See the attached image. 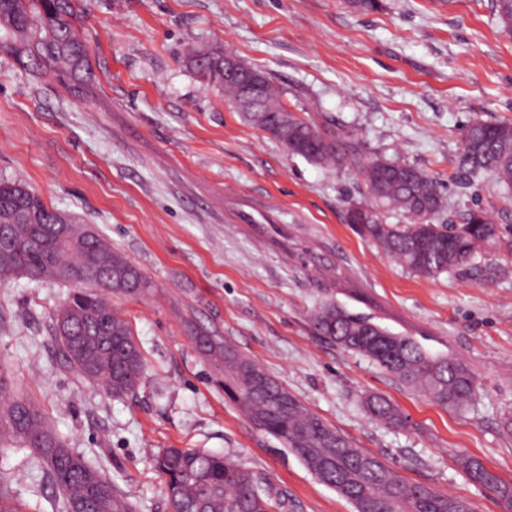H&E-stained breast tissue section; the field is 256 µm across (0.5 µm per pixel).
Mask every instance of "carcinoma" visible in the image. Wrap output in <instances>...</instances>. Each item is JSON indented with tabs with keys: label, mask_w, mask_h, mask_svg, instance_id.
Masks as SVG:
<instances>
[{
	"label": "carcinoma",
	"mask_w": 512,
	"mask_h": 512,
	"mask_svg": "<svg viewBox=\"0 0 512 512\" xmlns=\"http://www.w3.org/2000/svg\"><path fill=\"white\" fill-rule=\"evenodd\" d=\"M79 2L0 0V30L9 39L5 48L23 66L53 75L75 94L84 92L92 78L89 50L76 28ZM496 7L503 31L511 33L512 0H496ZM185 63L198 74L206 73L209 84L222 87L231 105L239 103L244 84L224 80L223 49L202 55L192 49ZM254 71L270 111L245 112L244 118L291 155L316 164L356 166L368 202L349 201L346 220L407 270L436 277L475 266L485 247L500 242L498 227L486 211L472 209L460 222L445 217L446 199L434 176L412 164L368 156L357 143L321 131L282 104V91L269 73L257 67ZM460 165L471 176L487 173L512 187V122H471L462 135ZM385 211H398L408 222L388 224ZM59 222L69 225L79 247H57L35 228ZM0 231L14 242L10 258L0 259V283L23 276L75 283L70 296L74 338L82 343L84 354L65 339H56L57 345L83 378L96 375V381L116 396L134 391L145 371L144 358L130 323L112 306L103 286L110 262L126 269L125 291L131 297L145 296L153 282L143 269L89 226L73 224L48 207L21 179L0 180ZM93 257L100 268L90 264ZM311 324L317 335L367 357L440 407L463 410L476 395V377L464 361L433 357L414 339L397 336L367 316L327 302L314 311ZM189 335L224 375V394L247 419L294 452L319 482L350 502L354 512H475L468 498L410 483L384 459L353 445L224 337L196 325L189 327ZM362 407L386 425L404 423L399 408L384 396L370 395ZM10 448L35 449L46 480L58 493L61 512H70L79 500L84 512H135L131 497L104 469L67 448L39 407L0 377V450ZM154 462L166 484L169 512H277L283 507L261 475L222 454L166 448ZM458 465L472 483L493 491L512 512L511 481L473 455L460 457Z\"/></svg>",
	"instance_id": "carcinoma-1"
}]
</instances>
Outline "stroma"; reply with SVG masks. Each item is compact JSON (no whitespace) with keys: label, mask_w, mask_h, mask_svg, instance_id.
Listing matches in <instances>:
<instances>
[{"label":"stroma","mask_w":512,"mask_h":512,"mask_svg":"<svg viewBox=\"0 0 512 512\" xmlns=\"http://www.w3.org/2000/svg\"><path fill=\"white\" fill-rule=\"evenodd\" d=\"M79 33L96 83L71 95L0 47V179L91 225L151 278L142 298L113 296L144 357L138 388L113 396L78 377L52 337L61 284H0V371L68 448L109 473L136 512H167L153 457L165 448L224 454L268 478L287 512H352L295 453L257 430L191 343L193 322L224 336L327 424L406 481L505 512L456 459L480 457L512 480V190L464 182V128L512 122V34L494 0H83ZM221 47L269 72L283 102L364 153L423 168L447 212L480 207L500 232L479 271L415 275L344 219L365 198L354 166L325 168L284 147L185 63ZM331 301L431 355L461 358L479 389L464 411L439 407L368 358L316 336ZM397 404L387 426L366 394ZM0 484L24 512H57L33 454L0 452ZM363 410L373 419L386 425H401L404 418L397 406L381 395H370L362 402Z\"/></svg>","instance_id":"stroma-1"}]
</instances>
